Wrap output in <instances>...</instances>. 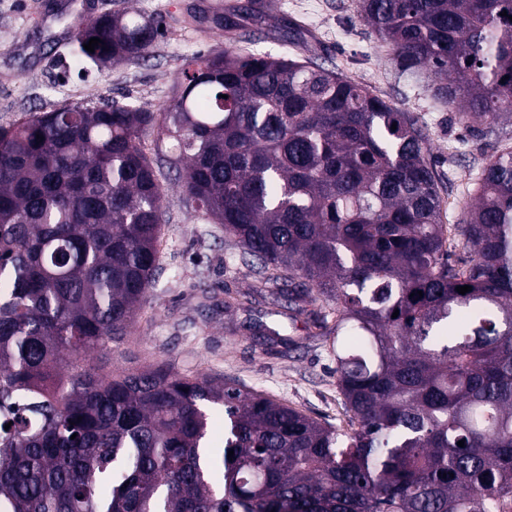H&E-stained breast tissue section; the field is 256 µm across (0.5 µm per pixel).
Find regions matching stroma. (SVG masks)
<instances>
[{"mask_svg":"<svg viewBox=\"0 0 512 512\" xmlns=\"http://www.w3.org/2000/svg\"><path fill=\"white\" fill-rule=\"evenodd\" d=\"M262 25H249L237 45L298 59L371 86L394 108L416 117L430 145L429 159L446 202V221L470 209L473 183L492 147H478L457 110L434 95L424 71H405L364 23L357 0H266ZM205 0H0V125L29 114L104 102L155 112L173 97L186 57L223 49V29L188 27L186 17ZM135 12L163 21L164 31L144 56L99 69L70 58V41L85 19ZM162 271L131 334L111 352L94 354L103 372L167 364L178 373L220 377L337 424L343 421L334 363L322 342L306 338L302 321L260 302L225 309V292L253 285L255 275L231 262L223 225L186 203L179 172L167 170ZM276 326L285 340L267 344L253 324Z\"/></svg>","mask_w":512,"mask_h":512,"instance_id":"1","label":"stroma"}]
</instances>
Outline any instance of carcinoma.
<instances>
[{
    "instance_id": "obj_1",
    "label": "carcinoma",
    "mask_w": 512,
    "mask_h": 512,
    "mask_svg": "<svg viewBox=\"0 0 512 512\" xmlns=\"http://www.w3.org/2000/svg\"><path fill=\"white\" fill-rule=\"evenodd\" d=\"M358 9L466 130L500 136L512 0ZM246 17L261 21L227 10L224 32ZM161 28L112 14L70 54L138 58ZM152 128L193 210L258 275L224 308L313 316L347 428L224 380L90 362L129 335L160 270ZM473 191L444 223L416 118L309 59L229 47L183 59L158 112L76 104L1 125L0 512H512L511 150Z\"/></svg>"
}]
</instances>
